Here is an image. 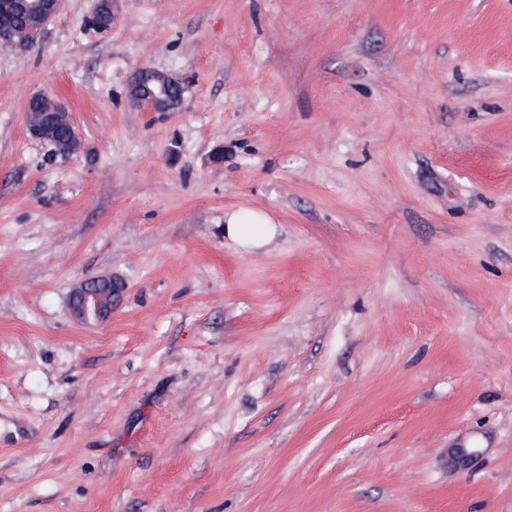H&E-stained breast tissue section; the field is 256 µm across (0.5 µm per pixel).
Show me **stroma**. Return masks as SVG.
<instances>
[{
  "label": "stroma",
  "instance_id": "1",
  "mask_svg": "<svg viewBox=\"0 0 512 512\" xmlns=\"http://www.w3.org/2000/svg\"><path fill=\"white\" fill-rule=\"evenodd\" d=\"M96 4L0 48V512H512V0ZM141 70L146 71L145 81L139 86H132L131 83L128 86L131 99L142 110L166 112L173 101L182 97L183 89L177 88L174 78L152 68ZM32 100L39 103L37 109L30 108L29 101ZM25 121L27 131L33 140L44 142L51 134L64 131L65 136L55 141L57 151L68 158L80 153L81 136L75 126L72 113L61 102L45 95L33 96L27 102ZM224 234L243 252L264 246L275 234L276 223L260 210H237L224 214ZM122 285L111 277L85 280L71 295L73 317L83 323L102 324L112 316V297Z\"/></svg>",
  "mask_w": 512,
  "mask_h": 512
}]
</instances>
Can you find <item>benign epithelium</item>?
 <instances>
[{
	"mask_svg": "<svg viewBox=\"0 0 512 512\" xmlns=\"http://www.w3.org/2000/svg\"><path fill=\"white\" fill-rule=\"evenodd\" d=\"M20 5L28 13L32 26L21 35L0 26V46L4 48L22 49L31 43L56 15L60 0H0V19L10 16ZM182 94L174 78L152 68L146 69L145 81L141 85L129 86L131 99L146 112H165ZM32 100L38 102L39 107L26 108L25 121L30 137L43 142L51 134L63 131L65 136L55 142L57 151L67 157L79 154L82 149L81 136L66 106L45 95H36ZM120 288L122 285L110 277L82 282L71 295L73 317L83 323L106 322L112 316V297Z\"/></svg>",
	"mask_w": 512,
	"mask_h": 512,
	"instance_id": "7a95c632",
	"label": "benign epithelium"
}]
</instances>
